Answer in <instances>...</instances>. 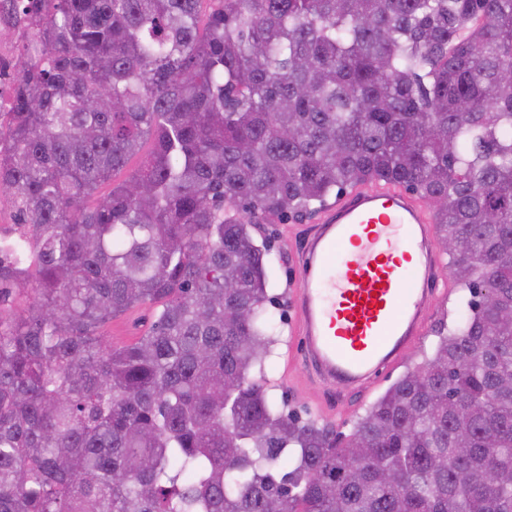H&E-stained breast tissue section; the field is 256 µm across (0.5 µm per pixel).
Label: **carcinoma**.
<instances>
[{
  "mask_svg": "<svg viewBox=\"0 0 512 512\" xmlns=\"http://www.w3.org/2000/svg\"><path fill=\"white\" fill-rule=\"evenodd\" d=\"M19 6L0 299L36 296L0 318V512H512V0ZM373 181L428 203L462 293L346 436L268 392L253 232ZM9 293L6 294L0 306L1 316L4 320L15 319L24 315L33 302L35 294L32 290L34 282L9 286ZM158 307L146 303L138 305L107 323L101 333L115 345L129 344L145 336L156 320Z\"/></svg>",
  "mask_w": 512,
  "mask_h": 512,
  "instance_id": "carcinoma-1",
  "label": "carcinoma"
}]
</instances>
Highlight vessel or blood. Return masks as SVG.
Listing matches in <instances>:
<instances>
[{"instance_id": "b4317fda", "label": "vessel or blood", "mask_w": 512, "mask_h": 512, "mask_svg": "<svg viewBox=\"0 0 512 512\" xmlns=\"http://www.w3.org/2000/svg\"><path fill=\"white\" fill-rule=\"evenodd\" d=\"M290 290L291 365L335 397L365 393L418 345L446 295L425 206L401 188L357 186L301 230Z\"/></svg>"}]
</instances>
